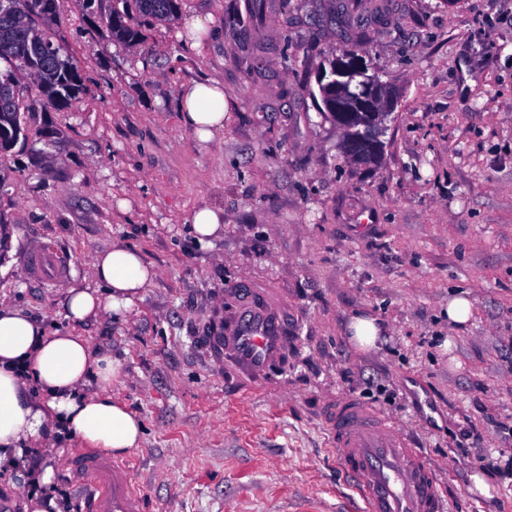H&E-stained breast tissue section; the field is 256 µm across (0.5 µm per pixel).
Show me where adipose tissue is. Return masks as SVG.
<instances>
[{
	"instance_id": "adipose-tissue-1",
	"label": "adipose tissue",
	"mask_w": 512,
	"mask_h": 512,
	"mask_svg": "<svg viewBox=\"0 0 512 512\" xmlns=\"http://www.w3.org/2000/svg\"><path fill=\"white\" fill-rule=\"evenodd\" d=\"M179 120L200 143L224 133V85L205 79L178 92ZM91 288L69 289L61 315L66 331H47L43 322L0 303V473L22 491L23 512H61L56 468L40 447L54 430L76 436L99 450L121 455L138 447L143 427L127 407L113 401V379L121 364L90 347L71 328L106 313L127 319L157 272L139 251L115 246L91 263ZM95 390H87L88 382Z\"/></svg>"
}]
</instances>
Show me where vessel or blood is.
Returning <instances> with one entry per match:
<instances>
[{"instance_id": "vessel-or-blood-1", "label": "vessel or blood", "mask_w": 512, "mask_h": 512, "mask_svg": "<svg viewBox=\"0 0 512 512\" xmlns=\"http://www.w3.org/2000/svg\"><path fill=\"white\" fill-rule=\"evenodd\" d=\"M28 265L36 276L48 267H65L49 245L30 252ZM202 341L211 363L227 378L244 388L261 385L288 362V305L270 288L225 289L202 329ZM320 419L363 512H448L432 463L399 421L352 396L326 402ZM69 466L84 479L88 512H146L145 493L128 461L79 450Z\"/></svg>"}]
</instances>
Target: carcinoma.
I'll return each instance as SVG.
<instances>
[{
	"label": "carcinoma",
	"instance_id": "carcinoma-1",
	"mask_svg": "<svg viewBox=\"0 0 512 512\" xmlns=\"http://www.w3.org/2000/svg\"><path fill=\"white\" fill-rule=\"evenodd\" d=\"M104 14L95 9L96 0H82L89 17H100L112 40L127 44L142 41L143 22H170L176 19L181 0H111ZM59 0H3L0 3V168L18 144L26 143L34 115L24 94L22 80L30 79L43 105L55 111L74 106L85 91L84 79L75 57L59 43L62 26ZM336 21L355 28L356 37L371 34L363 19L343 15ZM323 111L336 118V95L319 82ZM373 129L351 125L345 130L344 153L358 164L374 165L382 148Z\"/></svg>",
	"mask_w": 512,
	"mask_h": 512
}]
</instances>
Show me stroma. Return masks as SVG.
<instances>
[{
  "label": "stroma",
  "mask_w": 512,
  "mask_h": 512,
  "mask_svg": "<svg viewBox=\"0 0 512 512\" xmlns=\"http://www.w3.org/2000/svg\"><path fill=\"white\" fill-rule=\"evenodd\" d=\"M337 2L291 0L283 14L278 0H182L181 21L145 27L137 47L90 29L79 0L59 2L87 92L39 113L8 161L0 301L62 330L59 305L92 286L95 253L129 246L156 269L131 321L74 329L122 364L112 396L143 424L126 457L149 512H358L318 417L343 394L411 432L450 512H512V0H349L382 9L363 57L401 90L375 166L350 163L318 110V68L346 39L329 20ZM190 15L216 21L196 49L183 44ZM287 42L308 68H286ZM201 78L222 81L226 103L207 145L177 109L181 85ZM44 127L60 135L45 162L33 154ZM204 203L224 210L209 247L187 222ZM43 242L67 277L31 274ZM242 283L280 289L293 339L285 368L231 396L198 336ZM460 290L473 314L458 329L447 307ZM358 312L384 326L379 348L350 342ZM52 444L69 512H84L67 468L82 443ZM487 458L496 469H481Z\"/></svg>",
  "instance_id": "35a3bbf8"
}]
</instances>
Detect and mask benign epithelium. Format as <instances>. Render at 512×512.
Masks as SVG:
<instances>
[{"instance_id":"7a95c632","label":"benign epithelium","mask_w":512,"mask_h":512,"mask_svg":"<svg viewBox=\"0 0 512 512\" xmlns=\"http://www.w3.org/2000/svg\"><path fill=\"white\" fill-rule=\"evenodd\" d=\"M375 83L376 78L368 74V68L361 59L336 58V80L332 88L336 91V99L347 102V106L341 109L336 121L337 127H344V124L353 120L359 112H370L375 119L374 127L378 134H384L394 114L397 89L391 88L385 100L366 94L355 98L348 96V89L352 85H358L367 91Z\"/></svg>"}]
</instances>
